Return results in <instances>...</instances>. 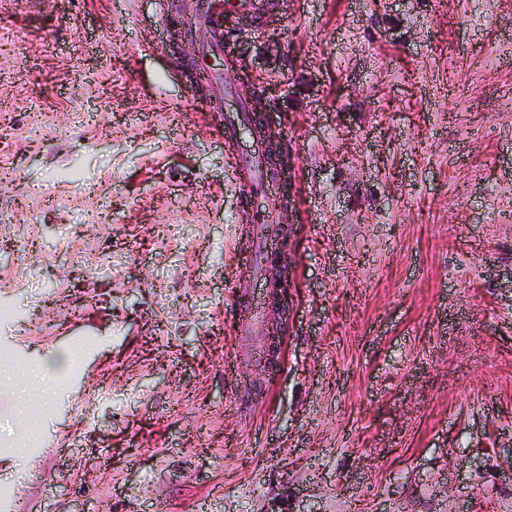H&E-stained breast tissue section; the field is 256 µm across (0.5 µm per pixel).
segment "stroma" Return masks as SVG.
Wrapping results in <instances>:
<instances>
[{
  "label": "stroma",
  "mask_w": 512,
  "mask_h": 512,
  "mask_svg": "<svg viewBox=\"0 0 512 512\" xmlns=\"http://www.w3.org/2000/svg\"><path fill=\"white\" fill-rule=\"evenodd\" d=\"M224 28L0 0V512H512V0ZM243 105L287 195L242 201ZM259 214L293 226L273 371L233 316ZM246 106L241 107V112H227L223 115L218 134L226 141L237 140L243 127L250 122Z\"/></svg>",
  "instance_id": "obj_1"
}]
</instances>
